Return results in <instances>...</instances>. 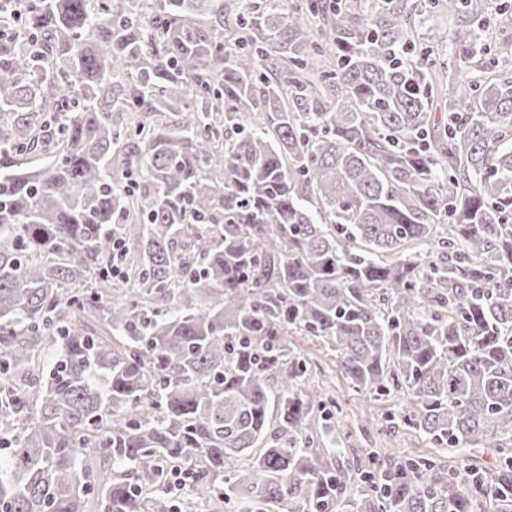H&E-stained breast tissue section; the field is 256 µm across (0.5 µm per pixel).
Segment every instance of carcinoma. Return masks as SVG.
<instances>
[{
    "instance_id": "1",
    "label": "carcinoma",
    "mask_w": 512,
    "mask_h": 512,
    "mask_svg": "<svg viewBox=\"0 0 512 512\" xmlns=\"http://www.w3.org/2000/svg\"><path fill=\"white\" fill-rule=\"evenodd\" d=\"M309 2L0 0V512H512V40ZM290 339L305 351L312 370L300 388L310 396L318 392L332 397L342 405L343 426L351 433L353 448L384 452V447L391 445L405 450L408 454L428 448L424 437L403 428L396 429L394 435L389 437L384 433L378 434L372 423H368L369 427H367L360 416L361 409L347 392L348 384L345 378L336 367L333 358L324 351V346L317 341H308L300 336H291Z\"/></svg>"
}]
</instances>
